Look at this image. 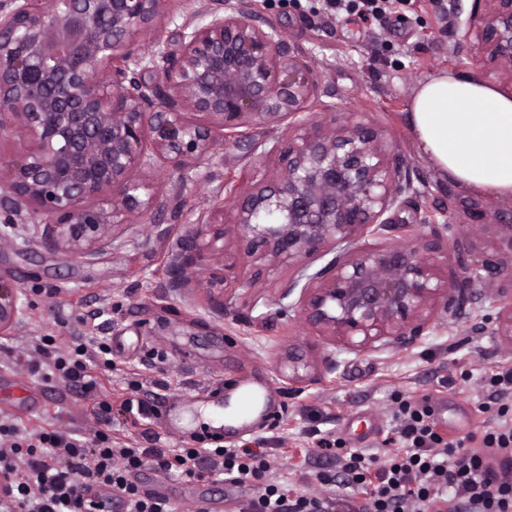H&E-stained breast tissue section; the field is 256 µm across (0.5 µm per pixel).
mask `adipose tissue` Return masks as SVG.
<instances>
[{
  "label": "adipose tissue",
  "instance_id": "1",
  "mask_svg": "<svg viewBox=\"0 0 512 512\" xmlns=\"http://www.w3.org/2000/svg\"><path fill=\"white\" fill-rule=\"evenodd\" d=\"M405 119L444 177L512 200V94L475 74L444 71L420 82Z\"/></svg>",
  "mask_w": 512,
  "mask_h": 512
}]
</instances>
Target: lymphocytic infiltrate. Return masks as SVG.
Segmentation results:
<instances>
[{
	"label": "lymphocytic infiltrate",
	"mask_w": 512,
	"mask_h": 512,
	"mask_svg": "<svg viewBox=\"0 0 512 512\" xmlns=\"http://www.w3.org/2000/svg\"><path fill=\"white\" fill-rule=\"evenodd\" d=\"M55 342L45 337L43 358L33 366L40 380L98 391L95 360L112 365L105 337H72L63 352ZM486 386L499 421L484 431L479 447L445 441L427 405L403 400L393 429L396 449L381 458L350 450L340 472H316L321 484L339 487L338 496L309 497L289 484L265 483L244 512H345L359 493L365 496L360 512H512V368L488 375ZM97 413L105 428L91 439L0 418V512H106L105 502L90 496L96 487L119 490L127 512H172L169 499L135 481L144 465L187 482L217 474L246 482L270 469L267 453L251 448H134L111 432L110 402H99Z\"/></svg>",
	"instance_id": "1"
}]
</instances>
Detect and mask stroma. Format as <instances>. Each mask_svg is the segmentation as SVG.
Wrapping results in <instances>:
<instances>
[{
  "instance_id": "35a3bbf8",
  "label": "stroma",
  "mask_w": 512,
  "mask_h": 512,
  "mask_svg": "<svg viewBox=\"0 0 512 512\" xmlns=\"http://www.w3.org/2000/svg\"><path fill=\"white\" fill-rule=\"evenodd\" d=\"M244 2L249 16L278 25L291 45L314 51L330 102L345 112L371 113L396 140L418 196L393 213V220H414L420 209L448 211L467 246L476 251L496 246L493 225L512 216V201L490 200L440 176L405 123L419 82L447 69L449 59H463L468 70L479 71L465 27L441 15L436 0H405L370 25L354 14L325 11L323 0ZM252 163L245 149L233 146L182 174L157 163L146 176L177 198L179 214L127 227L88 261L45 247L26 217H17L10 240L0 243V272L25 289L28 308L12 335L0 338V416L30 429L51 426L90 438L101 428L95 408L107 400L113 404V428L131 446L147 447L148 429L164 448L195 441L206 448H273L269 478L321 497L334 488L311 478V471H339L340 461L309 455L316 438L368 454L383 452L402 399L435 402L436 428L444 439L474 447L497 420L495 410L483 408L485 378L512 367V347L496 334L491 300L466 308L455 323L437 327L407 350L349 352L290 317L288 300L279 297L288 268L271 274L260 288L227 291L221 308L210 305L200 288L169 291L165 260L180 225L195 222L211 207L229 172ZM83 308L97 311L98 319L60 325V318ZM105 334L113 366L102 371L97 393L42 383L28 369L43 337H56L63 348L72 337ZM292 355L302 359L308 377L300 392L288 389ZM134 380L157 408L146 427L132 425L120 408ZM222 380L268 390L273 411L259 428L217 435L207 427L202 414L213 401L211 389ZM255 489L252 483L215 477L172 498V510L225 512L226 499L250 496Z\"/></svg>"
}]
</instances>
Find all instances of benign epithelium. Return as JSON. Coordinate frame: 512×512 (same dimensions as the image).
Masks as SVG:
<instances>
[{
  "mask_svg": "<svg viewBox=\"0 0 512 512\" xmlns=\"http://www.w3.org/2000/svg\"><path fill=\"white\" fill-rule=\"evenodd\" d=\"M482 2L463 21L462 0H448V15L473 36L483 77L512 87V0ZM169 3L0 0V144L17 145L0 155L1 213L27 212L47 247L88 259L169 207L162 185L139 177L155 162L184 172L245 144L279 172L224 183L167 257V287L187 288L218 264L206 288L222 307L227 289L254 288L286 265L281 298L301 288L299 317L349 351L405 350L487 297L512 344V224L452 273L451 249L463 248L453 224L426 212L429 234L404 223L403 241H385V214L417 195L395 141L365 113L322 101L312 52L248 19L240 0H213L166 37ZM146 35L151 49L140 53ZM255 125L283 135L251 144ZM27 307L24 288L0 274L1 336Z\"/></svg>",
  "mask_w": 512,
  "mask_h": 512,
  "instance_id": "1",
  "label": "benign epithelium"
}]
</instances>
